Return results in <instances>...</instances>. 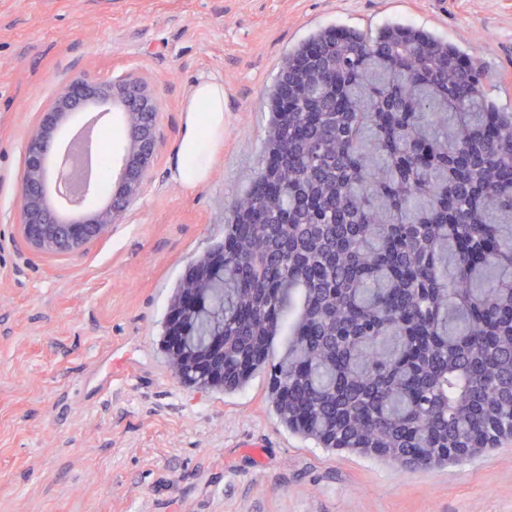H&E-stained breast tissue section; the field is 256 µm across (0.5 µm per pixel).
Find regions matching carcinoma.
<instances>
[{
	"mask_svg": "<svg viewBox=\"0 0 512 512\" xmlns=\"http://www.w3.org/2000/svg\"><path fill=\"white\" fill-rule=\"evenodd\" d=\"M460 59L405 23L326 27L288 53L274 176L233 201L183 336L224 337V374L182 382L231 394L269 366L287 430L408 469L512 429V111Z\"/></svg>",
	"mask_w": 512,
	"mask_h": 512,
	"instance_id": "1",
	"label": "carcinoma"
}]
</instances>
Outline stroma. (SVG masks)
Here are the masks:
<instances>
[{
  "mask_svg": "<svg viewBox=\"0 0 512 512\" xmlns=\"http://www.w3.org/2000/svg\"><path fill=\"white\" fill-rule=\"evenodd\" d=\"M394 22L458 46L512 110V0H0V512H512V438L429 469L331 452L281 424L267 373L200 391L162 347L179 279L262 167L288 52ZM121 74L158 103L142 192L83 253L37 254L16 223L29 134L66 80ZM202 77L224 82V147L188 189L172 151Z\"/></svg>",
  "mask_w": 512,
  "mask_h": 512,
  "instance_id": "1",
  "label": "stroma"
}]
</instances>
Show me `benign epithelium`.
<instances>
[{"label":"benign epithelium","instance_id":"benign-epithelium-1","mask_svg":"<svg viewBox=\"0 0 512 512\" xmlns=\"http://www.w3.org/2000/svg\"><path fill=\"white\" fill-rule=\"evenodd\" d=\"M113 110L122 113L127 144L121 166L112 173V193L91 207L86 200L95 193V188L91 186L78 196L64 193L61 171L51 172L48 156L55 149L58 132L73 115ZM157 118V103L152 91L134 78H84L61 85L24 150L17 224L21 237L32 250L50 256L70 257L83 252L86 245L108 236L112 225L122 222L130 203L140 195L157 152ZM222 265L224 252L221 251L211 256L209 262H195L187 269L189 288L184 291L182 305L172 312L171 336L178 374L186 365L195 367L199 363L210 366L214 377L222 371L223 364L216 360L213 352L187 355L177 345L183 323L195 309L197 289L193 285L205 281L212 268Z\"/></svg>","mask_w":512,"mask_h":512}]
</instances>
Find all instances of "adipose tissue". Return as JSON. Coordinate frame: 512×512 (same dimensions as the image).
<instances>
[{"label": "adipose tissue", "mask_w": 512, "mask_h": 512, "mask_svg": "<svg viewBox=\"0 0 512 512\" xmlns=\"http://www.w3.org/2000/svg\"><path fill=\"white\" fill-rule=\"evenodd\" d=\"M182 112V136L174 151L172 172L176 181L194 189L207 181L224 145L223 81L207 77L194 82Z\"/></svg>", "instance_id": "obj_1"}]
</instances>
